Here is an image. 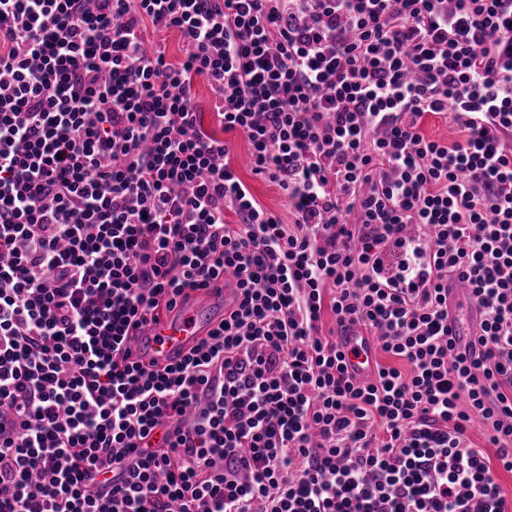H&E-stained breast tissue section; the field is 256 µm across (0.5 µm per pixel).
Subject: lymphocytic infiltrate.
Here are the masks:
<instances>
[{
  "instance_id": "f902f5d3",
  "label": "lymphocytic infiltrate",
  "mask_w": 512,
  "mask_h": 512,
  "mask_svg": "<svg viewBox=\"0 0 512 512\" xmlns=\"http://www.w3.org/2000/svg\"><path fill=\"white\" fill-rule=\"evenodd\" d=\"M197 76L293 223L204 130ZM228 276L181 362L135 357ZM452 278L483 318L461 349ZM349 323L389 358L372 382ZM498 468L512 0H0V512H508ZM422 130L428 136L448 141V143L462 138L461 133L457 131V127L442 117H428L423 122ZM374 338L358 326L348 325L339 336L340 351L348 373L358 382L368 383L375 376Z\"/></svg>"
}]
</instances>
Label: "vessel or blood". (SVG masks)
<instances>
[{
    "label": "vessel or blood",
    "instance_id": "1",
    "mask_svg": "<svg viewBox=\"0 0 512 512\" xmlns=\"http://www.w3.org/2000/svg\"><path fill=\"white\" fill-rule=\"evenodd\" d=\"M466 294L458 281L448 284V334L457 345L464 346L476 341L480 334L482 316L478 308L460 309ZM217 321L196 311H182L160 319L146 328L145 341L135 343V350L147 353L162 364H174L209 331ZM374 339L357 326H347L339 336L340 350L348 373L358 382H370L375 376L376 358Z\"/></svg>",
    "mask_w": 512,
    "mask_h": 512
}]
</instances>
